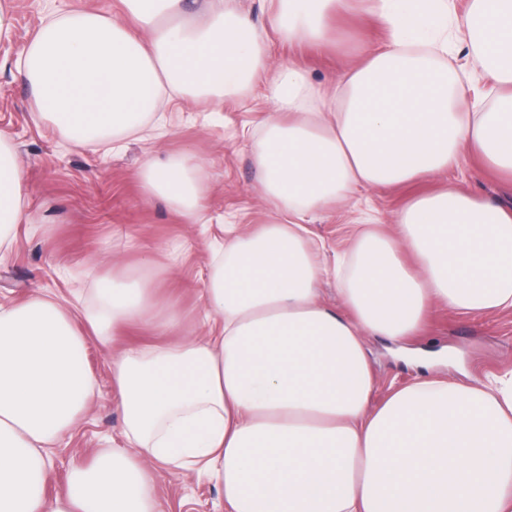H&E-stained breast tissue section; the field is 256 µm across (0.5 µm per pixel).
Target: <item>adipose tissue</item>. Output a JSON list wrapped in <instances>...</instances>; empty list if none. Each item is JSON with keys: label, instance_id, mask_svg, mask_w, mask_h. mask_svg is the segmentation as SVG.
I'll return each mask as SVG.
<instances>
[{"label": "adipose tissue", "instance_id": "ef3b65f1", "mask_svg": "<svg viewBox=\"0 0 512 512\" xmlns=\"http://www.w3.org/2000/svg\"><path fill=\"white\" fill-rule=\"evenodd\" d=\"M131 30L95 11H55L24 49L32 110L96 145L140 129L168 94L248 95L273 105L253 148L268 223L225 236L201 290V323L140 277H104L81 332L40 292L0 304V512H157L154 472L193 471L224 491L225 512H512V370L474 384L419 379L371 406L366 339L417 335L436 304L464 314L512 309V210L456 185L413 197L391 231H355L328 263L307 216L359 190L401 186L481 156L512 178V0H369L385 43L313 87L271 61L268 39L233 0H122ZM351 0H277L279 40L313 47ZM467 42L497 89L478 110L441 64ZM205 171L183 153L147 160L146 195L193 224ZM23 168L0 131V252L23 218ZM335 278L338 306L320 280ZM152 326L169 343L115 347ZM112 348L124 445L75 466L48 493L50 450L97 400L89 340Z\"/></svg>", "mask_w": 512, "mask_h": 512}]
</instances>
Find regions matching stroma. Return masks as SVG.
I'll return each mask as SVG.
<instances>
[{"mask_svg":"<svg viewBox=\"0 0 512 512\" xmlns=\"http://www.w3.org/2000/svg\"><path fill=\"white\" fill-rule=\"evenodd\" d=\"M255 23L266 30L272 61L303 68L311 84L323 85L358 64L366 48L385 39L384 31L362 7L336 17L332 41L322 51L282 44L270 24L268 0H239ZM12 18L9 37L0 39V130L12 137L25 172L28 194L25 219L0 259V302L10 304L53 290L74 315L92 306L113 258L125 272L144 273L161 297L174 300L196 335L199 299L207 276L210 248L223 242L224 227L251 229L266 223L270 206L255 188L253 143L263 137L271 103L261 94L213 98L196 104L173 97L170 125L158 134L152 125L124 136L117 152L101 146L65 143L51 125L31 110V96L16 62L47 16L45 0H0ZM190 153L203 165L205 223L190 224L166 200L143 192L141 168ZM446 180L495 204L512 207V181L484 168L474 157ZM442 180L424 178L409 185L369 189L331 207L308 224L324 241L327 258L343 252L361 213L393 223L397 212L416 195L436 191ZM432 361L428 369L406 363L394 343L371 337L368 354L375 382L372 404L418 377L477 382L512 368V311L485 315L433 308L419 336L406 342ZM88 362L100 398L80 425L51 451L50 490L62 488L73 466L88 462L102 448L123 444V415L112 391V353L98 342L88 346ZM159 512H224V492L193 473H156Z\"/></svg>","mask_w":512,"mask_h":512,"instance_id":"1","label":"stroma"}]
</instances>
